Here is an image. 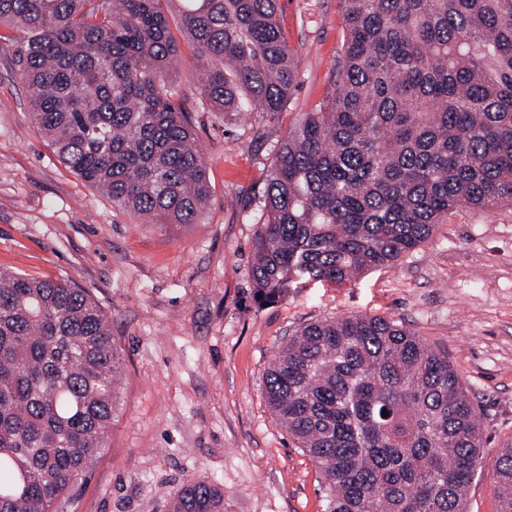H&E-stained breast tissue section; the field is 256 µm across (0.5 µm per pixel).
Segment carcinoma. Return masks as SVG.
<instances>
[{"label":"carcinoma","mask_w":512,"mask_h":512,"mask_svg":"<svg viewBox=\"0 0 512 512\" xmlns=\"http://www.w3.org/2000/svg\"><path fill=\"white\" fill-rule=\"evenodd\" d=\"M331 95L276 149L251 281L337 287L394 266L461 206H512V0H340ZM278 0H0L27 34L21 80L59 160L112 206L197 224L205 153L176 93L177 18L208 111L274 117L295 86ZM121 354L72 280L0 269V512H57L112 423ZM265 397L326 483L323 512H466L485 440L448 361L392 320L309 323L273 356ZM387 416H382V412ZM496 512H512V444ZM168 512H224V489L181 486Z\"/></svg>","instance_id":"1"}]
</instances>
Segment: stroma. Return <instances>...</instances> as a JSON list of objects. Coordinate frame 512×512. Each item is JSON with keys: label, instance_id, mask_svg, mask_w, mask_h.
I'll return each mask as SVG.
<instances>
[{"label": "stroma", "instance_id": "1", "mask_svg": "<svg viewBox=\"0 0 512 512\" xmlns=\"http://www.w3.org/2000/svg\"><path fill=\"white\" fill-rule=\"evenodd\" d=\"M278 5L299 77L282 112L248 126L203 111L191 42L172 30V80L212 189L196 224L140 223L60 162L30 116L24 34L0 25V267L92 292L123 363L106 446L59 512H164L193 480L222 486L228 512H321L319 475L271 412L265 373L301 325L353 314L395 320L447 352L486 440L466 509L496 512L497 452L512 443L511 207H457L396 266L347 286L253 296L265 176L289 125L330 92L345 36L338 0Z\"/></svg>", "mask_w": 512, "mask_h": 512}]
</instances>
